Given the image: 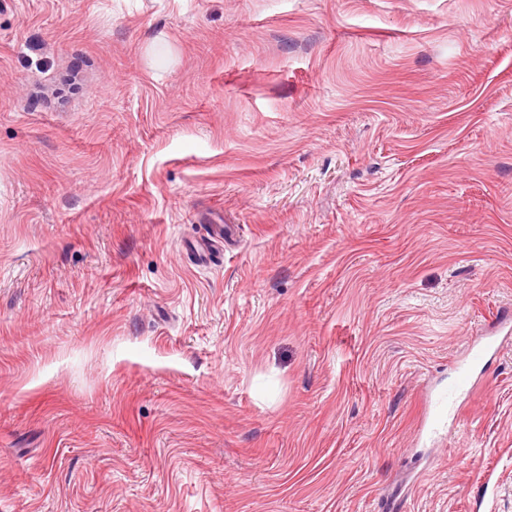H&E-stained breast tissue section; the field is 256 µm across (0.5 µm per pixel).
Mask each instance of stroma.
Returning <instances> with one entry per match:
<instances>
[{
    "instance_id": "stroma-1",
    "label": "stroma",
    "mask_w": 512,
    "mask_h": 512,
    "mask_svg": "<svg viewBox=\"0 0 512 512\" xmlns=\"http://www.w3.org/2000/svg\"><path fill=\"white\" fill-rule=\"evenodd\" d=\"M503 316L512 0H0V512H512ZM224 241V225L217 224L208 227L205 235L191 240L186 250L190 251L197 263L214 264L221 257L216 244ZM495 343L496 336H486L484 341L471 345L467 359L457 367L448 388L440 390L433 400L432 408L437 417L450 415L456 400L470 391L475 369L483 363Z\"/></svg>"
}]
</instances>
